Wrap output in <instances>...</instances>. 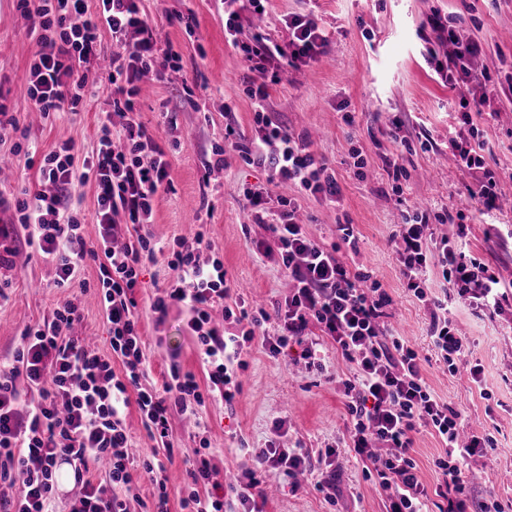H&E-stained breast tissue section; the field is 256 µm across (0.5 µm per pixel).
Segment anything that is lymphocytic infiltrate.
Returning a JSON list of instances; mask_svg holds the SVG:
<instances>
[{
  "label": "lymphocytic infiltrate",
  "mask_w": 512,
  "mask_h": 512,
  "mask_svg": "<svg viewBox=\"0 0 512 512\" xmlns=\"http://www.w3.org/2000/svg\"><path fill=\"white\" fill-rule=\"evenodd\" d=\"M17 7L39 33L27 87L34 109L47 115L95 98L97 89L86 84L83 71L105 57L112 106L124 122L118 129L102 124L97 146L82 165H75L74 146L68 142L45 154L40 176L54 186V193L29 190L15 202L18 223L31 228L40 251L55 263L59 283L74 281L87 260L99 262L98 298L109 323L110 351L100 353L76 336L82 319L77 299L64 301L50 317L24 331L13 363L0 367V483L21 482L13 499H0V512H51L65 465L80 487L68 512H130L137 478L125 426L129 405H136L151 437L171 448L174 414L194 413L208 397L233 403L240 391L235 366L254 340L275 356L289 338L302 336L312 324L335 342L351 366L341 394L353 424L352 447L365 477L384 492L386 512H466L471 500L467 462L493 448L492 437L474 433L461 438V413L432 391L419 353L387 323L389 298L380 283L351 273L298 222L290 199L279 198L281 210L271 227L281 266L293 283L292 295L276 313L277 338L257 337L262 324L258 318L251 319V328H243L247 312L226 303L232 288L223 262L200 258L203 234L180 239L169 262L177 277L151 309L162 314L172 303L185 308L187 327L202 347L209 383L200 388L194 374L174 365L163 387L145 386L147 359L134 290L143 264L154 261L158 252L147 226L159 191L170 182L171 162L138 120L134 99L146 80H163V70L155 66L157 54L170 62L179 56L160 52L157 31L137 0H18ZM285 26L286 44L259 36L244 44L237 16L229 14L224 36L241 47L249 63V93L259 109V127L246 145L239 143L233 127H225L224 143L214 148L213 156L220 165L226 150L237 151L268 169L270 183H291L333 203L341 189L318 164L310 142L262 111L269 86L279 80L269 63L307 65L329 43L313 15H289ZM105 33L110 36L106 42L101 39ZM485 50L484 42L472 39L457 45L447 58L429 59L449 88L458 91L468 123L500 99L490 72L478 74L469 67ZM450 147L468 169L478 172L468 188L470 198L481 212L498 210L497 172L485 165L476 145L454 141ZM89 182L96 186L97 199V235L92 240L86 239L77 217L61 211L64 199ZM398 236L395 253L404 286L419 302L432 306L427 332L431 347L440 362L454 366L465 356V342L451 327L447 301L428 292L431 267H440L445 282L473 309L492 315L512 300V282L471 258L467 225L437 239L428 212L422 211L406 217ZM217 307L223 313L219 324L212 317ZM116 359L122 371L114 370ZM22 383L37 394L24 412L18 409ZM421 429L443 444L433 464L444 480L432 488L420 479L412 456L413 435ZM377 442L388 447L387 455L374 454ZM210 447L209 438L200 436L198 448L186 458L183 512H263L266 495L259 480L252 476L221 482ZM100 463L106 479L96 482L89 472Z\"/></svg>",
  "instance_id": "1"
}]
</instances>
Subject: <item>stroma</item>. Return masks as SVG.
Segmentation results:
<instances>
[{
    "instance_id": "1",
    "label": "stroma",
    "mask_w": 512,
    "mask_h": 512,
    "mask_svg": "<svg viewBox=\"0 0 512 512\" xmlns=\"http://www.w3.org/2000/svg\"><path fill=\"white\" fill-rule=\"evenodd\" d=\"M138 5L162 43L181 56L179 68L166 69L163 82H146L137 99L139 121L171 161V186L157 196L150 226L162 251L144 267L136 290L147 384L161 385L174 362L193 373L199 386L207 384L196 343L184 326V309L173 305L163 316L150 309L176 276L168 257L178 239L204 233L209 247L202 260H223L246 308L270 310L283 302L288 278L277 250L260 249L270 233L256 223L242 195L246 187L268 189L271 196L294 199L309 231L326 246H338L351 272L381 283L391 299L389 321L426 357L425 375L433 391L461 412L470 428L495 440L482 478L472 484L473 512L492 498L504 512H512V306L489 316L471 310L465 300L453 303L450 316L466 339V359L483 369L482 383H473L465 368L452 372L432 360L430 311L404 288L394 253V234L403 215L425 207L453 217L452 223L436 225V234L468 225L473 255L512 281V94L477 126L464 124L456 91L428 62L430 54L446 56L449 44L425 25L429 16L439 14L459 40L486 41L487 53L475 61V68H507L512 66V0H268L259 28L248 0H139ZM228 10L238 13L245 41L259 33L286 42L284 21L291 13L314 14L328 34L329 45L317 62L289 70L287 78L270 87L265 111L310 141L318 161L342 188L339 203L315 200L292 184H271L264 168L246 164L236 153L229 154L227 165L204 169L213 146L224 141L226 121H233L246 141L257 129L247 95L251 73L241 49L224 38ZM34 47L30 24L16 0H0V103L27 130L23 141L13 135L0 138V162L11 170L0 181V194L7 200L0 208L4 226L16 220V198L38 186L45 153L70 142L75 164H82L97 145L103 113H110L114 124L123 121L111 109L112 85L97 68L85 73L87 82L98 88L93 101L47 116L33 111L26 89ZM348 112L354 117L350 125L344 121ZM396 117L403 127L395 134L390 126ZM474 137L484 144L486 165L501 176L503 206L488 215L468 196L472 174L449 147L450 140ZM20 146L28 149L31 162L16 159ZM358 156L367 163L362 178L353 166ZM390 161L406 170L407 180L394 184L386 168ZM342 224L353 225L356 246L342 242ZM6 245L14 255L12 267L0 271L8 282L0 291V364L5 366L20 347L23 330L73 295L72 289L57 287L54 264L27 243L24 230H17ZM99 278L98 263L88 262L81 272L89 290L82 297L77 332L105 353L110 349L108 325L94 292ZM305 339L315 343L319 367L271 357L260 343H253L232 407L209 398L196 415L175 416L174 451L150 437L137 408L129 407L126 430L132 457L138 465L147 459L163 462L170 512H181L184 459L195 448L194 434L201 426L224 475L251 470V449L265 447L273 438L280 447L307 457L312 470L300 475L297 484L278 471L264 473L265 485L273 490L264 512H386L383 492L364 479L363 466L348 446L352 423L340 381L349 376L351 366L317 326H309ZM280 419L285 426L276 438L272 428ZM331 446L336 454L327 464L322 454ZM323 476L332 484L327 496L314 487Z\"/></svg>"
}]
</instances>
